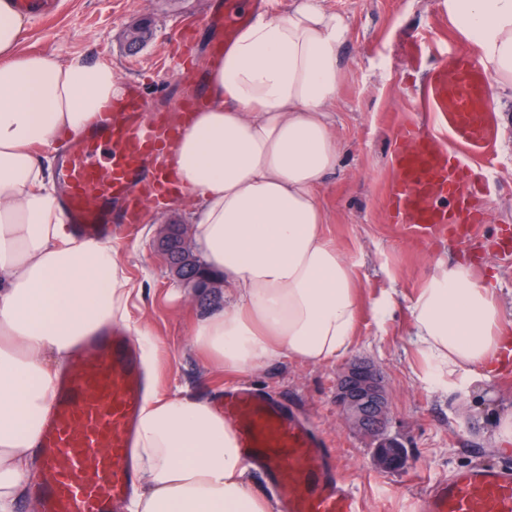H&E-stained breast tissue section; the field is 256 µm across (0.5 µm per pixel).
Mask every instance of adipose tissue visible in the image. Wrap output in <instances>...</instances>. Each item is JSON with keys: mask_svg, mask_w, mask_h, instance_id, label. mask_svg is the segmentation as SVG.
I'll list each match as a JSON object with an SVG mask.
<instances>
[{"mask_svg": "<svg viewBox=\"0 0 512 512\" xmlns=\"http://www.w3.org/2000/svg\"><path fill=\"white\" fill-rule=\"evenodd\" d=\"M460 36L512 88V0H444ZM24 23L0 0V512H16L59 367L85 337L120 324L144 361L156 344L133 323L132 288L111 245L69 232L41 149L87 130L120 92L112 68L22 51ZM348 26L319 0L257 15L205 77L207 105L171 158L195 203L194 239L223 272L230 305L199 322L192 346L246 373L285 354L330 364L352 345L353 269L323 233L318 190L338 162L332 108ZM411 317L426 373L447 385L500 344L501 309L478 272L440 267ZM140 488L130 512H274L253 490L232 425L211 402L147 394L136 423Z\"/></svg>", "mask_w": 512, "mask_h": 512, "instance_id": "1", "label": "adipose tissue"}]
</instances>
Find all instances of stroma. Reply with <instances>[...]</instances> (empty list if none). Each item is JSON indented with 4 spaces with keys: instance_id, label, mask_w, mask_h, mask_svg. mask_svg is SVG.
<instances>
[{
    "instance_id": "obj_1",
    "label": "stroma",
    "mask_w": 512,
    "mask_h": 512,
    "mask_svg": "<svg viewBox=\"0 0 512 512\" xmlns=\"http://www.w3.org/2000/svg\"><path fill=\"white\" fill-rule=\"evenodd\" d=\"M320 2L342 15L349 28L333 108L339 158L318 197L326 216L324 234L354 269L359 309L350 349L322 366L280 355L241 375L210 368L190 344L192 329L210 310L174 276L156 240L160 225H191L190 195L179 194L163 205L148 200L142 223L114 225L111 245L140 290L130 312L158 345L148 381L159 393L182 389L211 400L234 381L265 390L323 432L361 512H418L421 492L457 469L490 464L512 471V451L496 448L488 435L492 416L512 411V374L481 367L451 392L425 381L410 312L437 265L468 259L486 268L502 326L512 329V256L488 245L502 226H512V90L491 91L490 106L500 119L495 145L488 153L465 155L471 166L487 169L492 187L478 237L467 243L420 240L387 221L395 178L391 139L403 123L433 121L425 88L446 51L475 54L479 48L461 40L442 0ZM216 5L217 0H66L64 10L47 24L27 25L22 49L63 61L78 57L108 63L118 82H140L151 108L174 114L185 87L166 74L172 33L179 24L198 23L197 55L206 57L213 37L200 21ZM144 19L152 35L130 53L127 31ZM387 293L394 306L377 316L373 305ZM355 363L373 366L389 396L386 434L406 451L402 469L377 468L373 441L339 420L337 384Z\"/></svg>"
}]
</instances>
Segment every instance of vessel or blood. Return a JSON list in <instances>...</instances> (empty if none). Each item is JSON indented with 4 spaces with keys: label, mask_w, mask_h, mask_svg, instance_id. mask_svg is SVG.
<instances>
[{
    "label": "vessel or blood",
    "mask_w": 512,
    "mask_h": 512,
    "mask_svg": "<svg viewBox=\"0 0 512 512\" xmlns=\"http://www.w3.org/2000/svg\"><path fill=\"white\" fill-rule=\"evenodd\" d=\"M33 21L56 15L61 0H14ZM247 22L236 0L212 13L207 23L221 38L209 63H217ZM194 26H178L181 49L168 71L188 91L183 114L201 109L205 98L193 88L195 70L184 54ZM449 66L430 73L427 97L440 123V141L429 126L408 124L394 133L395 180L388 203L390 223L429 239H458L481 223L489 188L455 150H484L499 125L489 110L491 75L472 55L452 51ZM178 127L167 114L150 111L137 82L124 85L110 112L61 151L59 199L75 235L106 241L116 224H137L143 202L169 192L173 173L166 164ZM144 389L139 354L132 340L112 329L89 338L62 374L52 414L41 435L39 469L31 486L38 512H126L139 482L131 464L135 421ZM216 403L232 423L247 463L257 465L280 496L281 512H360L325 438L293 408L272 394L228 386ZM422 512H512V472L491 465L456 470L428 487Z\"/></svg>",
    "instance_id": "1"
}]
</instances>
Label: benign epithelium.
<instances>
[{"label":"benign epithelium","mask_w":512,"mask_h":512,"mask_svg":"<svg viewBox=\"0 0 512 512\" xmlns=\"http://www.w3.org/2000/svg\"><path fill=\"white\" fill-rule=\"evenodd\" d=\"M336 397L346 425L376 442L377 465L386 471L402 468L405 450L384 434L389 398L376 372L368 366L349 367L340 379Z\"/></svg>","instance_id":"7a95c632"}]
</instances>
